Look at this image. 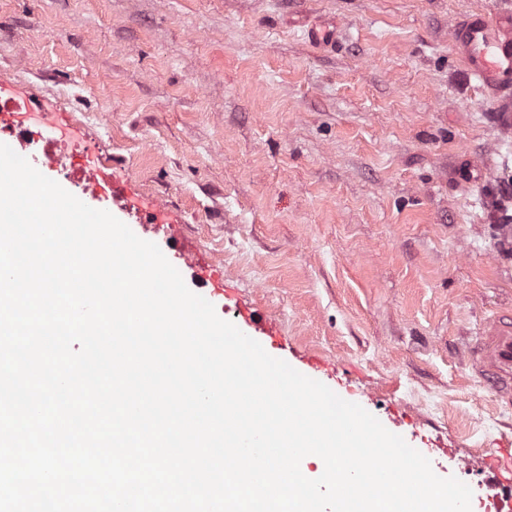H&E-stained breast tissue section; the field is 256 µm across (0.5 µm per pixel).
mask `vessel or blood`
<instances>
[{
    "instance_id": "1",
    "label": "vessel or blood",
    "mask_w": 512,
    "mask_h": 512,
    "mask_svg": "<svg viewBox=\"0 0 512 512\" xmlns=\"http://www.w3.org/2000/svg\"><path fill=\"white\" fill-rule=\"evenodd\" d=\"M454 54L470 80L491 99L492 123L512 131V8L473 13L453 25ZM478 376L489 382L498 401L512 405V316L502 314L485 324L469 351Z\"/></svg>"
}]
</instances>
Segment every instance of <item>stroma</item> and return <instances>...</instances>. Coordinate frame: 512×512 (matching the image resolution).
<instances>
[{
    "instance_id": "35a3bbf8",
    "label": "stroma",
    "mask_w": 512,
    "mask_h": 512,
    "mask_svg": "<svg viewBox=\"0 0 512 512\" xmlns=\"http://www.w3.org/2000/svg\"><path fill=\"white\" fill-rule=\"evenodd\" d=\"M499 0H0V97L55 113L107 158L188 288L271 356L362 406L473 494L512 479V408L472 373L512 310L496 195L512 134L453 53ZM336 25V44L306 30ZM186 239L211 278L186 266Z\"/></svg>"
}]
</instances>
